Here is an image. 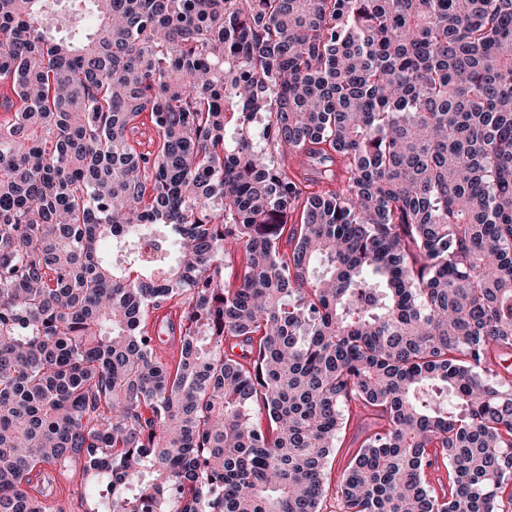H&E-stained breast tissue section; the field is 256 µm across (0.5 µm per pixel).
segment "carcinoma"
<instances>
[{"label": "carcinoma", "mask_w": 512, "mask_h": 512, "mask_svg": "<svg viewBox=\"0 0 512 512\" xmlns=\"http://www.w3.org/2000/svg\"><path fill=\"white\" fill-rule=\"evenodd\" d=\"M57 2L0 0V512H321L370 414L342 512H504L512 0ZM362 439L363 437H359L358 424L354 421L347 427L345 433L341 434L340 439L337 441L336 448H334L328 457L327 477L330 486L322 502V512H336V510H338V505L333 496L334 486L346 468L353 453L359 448Z\"/></svg>", "instance_id": "cac0c4a2"}]
</instances>
